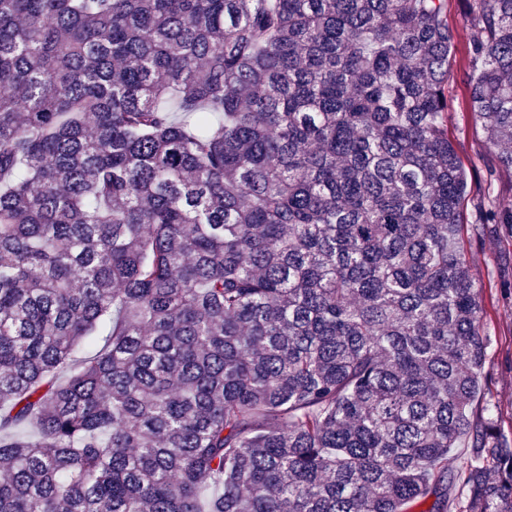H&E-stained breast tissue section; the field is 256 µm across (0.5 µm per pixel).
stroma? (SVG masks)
<instances>
[{"label": "stroma", "instance_id": "1", "mask_svg": "<svg viewBox=\"0 0 512 512\" xmlns=\"http://www.w3.org/2000/svg\"><path fill=\"white\" fill-rule=\"evenodd\" d=\"M448 25L453 33L448 137L472 180L464 203L465 221L473 226L467 259L482 300L484 327L493 340L482 370V394L494 403L502 432L512 437V226L474 221L489 197L512 199V169L498 165L469 108L466 72L478 30L464 0H449Z\"/></svg>", "mask_w": 512, "mask_h": 512}]
</instances>
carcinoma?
<instances>
[{"mask_svg": "<svg viewBox=\"0 0 512 512\" xmlns=\"http://www.w3.org/2000/svg\"><path fill=\"white\" fill-rule=\"evenodd\" d=\"M468 11L512 168V0ZM452 46L448 0H0V512H512Z\"/></svg>", "mask_w": 512, "mask_h": 512, "instance_id": "carcinoma-1", "label": "carcinoma"}]
</instances>
